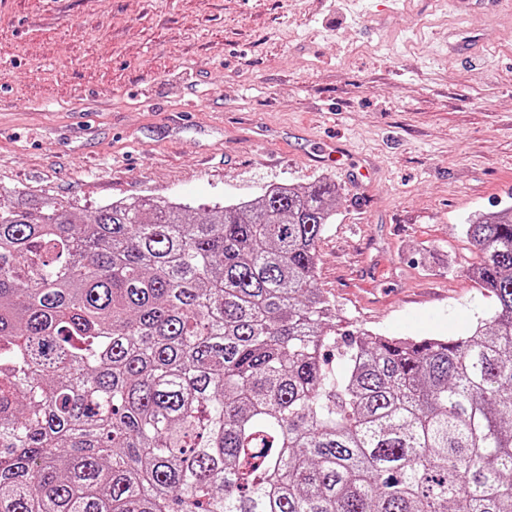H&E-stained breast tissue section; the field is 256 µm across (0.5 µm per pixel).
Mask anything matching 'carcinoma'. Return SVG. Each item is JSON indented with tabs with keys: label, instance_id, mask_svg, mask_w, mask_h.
<instances>
[{
	"label": "carcinoma",
	"instance_id": "carcinoma-1",
	"mask_svg": "<svg viewBox=\"0 0 512 512\" xmlns=\"http://www.w3.org/2000/svg\"><path fill=\"white\" fill-rule=\"evenodd\" d=\"M336 185L213 205L0 188V512H512V206L467 335L342 330Z\"/></svg>",
	"mask_w": 512,
	"mask_h": 512
}]
</instances>
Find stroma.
Listing matches in <instances>:
<instances>
[{"label":"stroma","instance_id":"1","mask_svg":"<svg viewBox=\"0 0 512 512\" xmlns=\"http://www.w3.org/2000/svg\"><path fill=\"white\" fill-rule=\"evenodd\" d=\"M343 144L357 188L316 161ZM334 182L342 322L460 336L490 301L462 226L512 206V10L474 0H0V188L84 215Z\"/></svg>","mask_w":512,"mask_h":512}]
</instances>
